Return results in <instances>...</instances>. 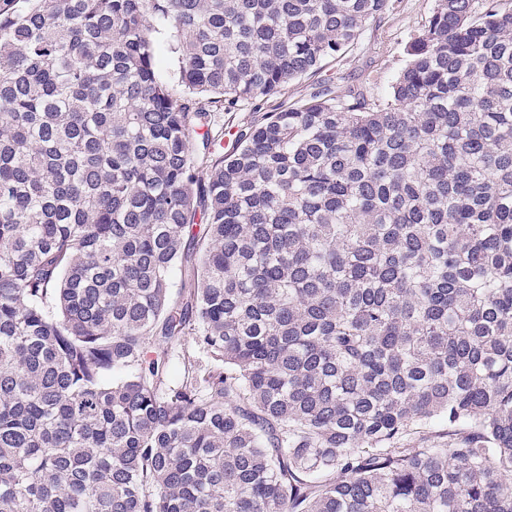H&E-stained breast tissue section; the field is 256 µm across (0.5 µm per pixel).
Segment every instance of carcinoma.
Instances as JSON below:
<instances>
[{
    "label": "carcinoma",
    "instance_id": "cac0c4a2",
    "mask_svg": "<svg viewBox=\"0 0 512 512\" xmlns=\"http://www.w3.org/2000/svg\"><path fill=\"white\" fill-rule=\"evenodd\" d=\"M389 7L0 4V512H512V0L212 132Z\"/></svg>",
    "mask_w": 512,
    "mask_h": 512
}]
</instances>
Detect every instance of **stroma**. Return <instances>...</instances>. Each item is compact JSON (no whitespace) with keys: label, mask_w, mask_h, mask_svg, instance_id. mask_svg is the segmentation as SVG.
Returning <instances> with one entry per match:
<instances>
[{"label":"stroma","mask_w":512,"mask_h":512,"mask_svg":"<svg viewBox=\"0 0 512 512\" xmlns=\"http://www.w3.org/2000/svg\"><path fill=\"white\" fill-rule=\"evenodd\" d=\"M435 0H393L388 13L367 26L358 43L341 62H330L315 75L289 84L285 94L246 105L236 112H217L219 126L261 121L266 112L308 97L313 88L325 86L345 97L364 89L385 95L406 62L405 47L431 14Z\"/></svg>","instance_id":"obj_1"}]
</instances>
